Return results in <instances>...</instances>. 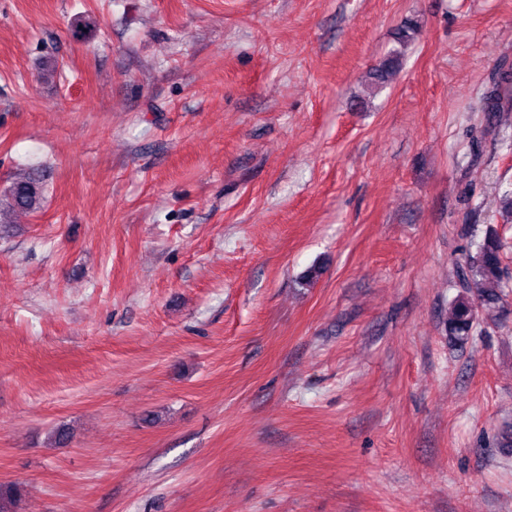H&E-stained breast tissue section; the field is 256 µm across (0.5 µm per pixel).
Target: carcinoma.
<instances>
[{"label":"carcinoma","instance_id":"1","mask_svg":"<svg viewBox=\"0 0 512 512\" xmlns=\"http://www.w3.org/2000/svg\"><path fill=\"white\" fill-rule=\"evenodd\" d=\"M401 65L400 51L392 54L371 73L372 83L380 86ZM512 105V73L505 72L493 79V86L485 97V111L496 113ZM45 196L43 177L37 169H30L12 179L3 190L6 205L13 211L27 213L42 209ZM460 291L450 306L448 333L458 342L467 340L478 320V310L490 314L498 306L504 288V270L500 257V242L492 234L477 244L465 264L458 270Z\"/></svg>","mask_w":512,"mask_h":512}]
</instances>
